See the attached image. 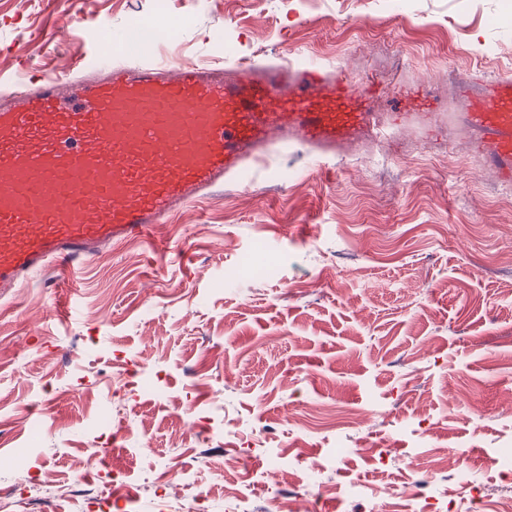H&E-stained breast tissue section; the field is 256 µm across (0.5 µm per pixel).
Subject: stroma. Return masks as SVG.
<instances>
[{"mask_svg": "<svg viewBox=\"0 0 512 512\" xmlns=\"http://www.w3.org/2000/svg\"><path fill=\"white\" fill-rule=\"evenodd\" d=\"M184 31L134 60L311 62L376 74L389 95L428 84L445 105L473 70L512 75V0H168ZM154 0H0V89L21 74L98 66L104 39ZM102 248L71 280L46 271L0 298V498L9 512H71L54 498L91 451L93 477L134 486L95 512H181L164 471L194 458L210 512H233L224 458L253 512H404L414 475L437 512H498L512 492L489 460L512 447V186L469 133L408 128L320 159L296 142L183 208L158 233ZM75 303L70 318L62 301ZM127 424L98 442L101 405ZM37 453L10 462L24 437ZM302 441L317 472L270 475ZM461 446L462 481L435 466ZM369 492L347 498L349 482Z\"/></svg>", "mask_w": 512, "mask_h": 512, "instance_id": "35a3bbf8", "label": "stroma"}]
</instances>
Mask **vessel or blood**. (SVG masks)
I'll list each match as a JSON object with an SVG mask.
<instances>
[{"instance_id":"b4317fda","label":"vessel or blood","mask_w":512,"mask_h":512,"mask_svg":"<svg viewBox=\"0 0 512 512\" xmlns=\"http://www.w3.org/2000/svg\"><path fill=\"white\" fill-rule=\"evenodd\" d=\"M16 85L0 96V293L37 272H72L100 249L153 239L188 206L281 140L335 147L366 131L466 126L484 165L512 185V77L473 72L460 112L424 84L373 112L375 78L276 63L227 73L116 63Z\"/></svg>"}]
</instances>
